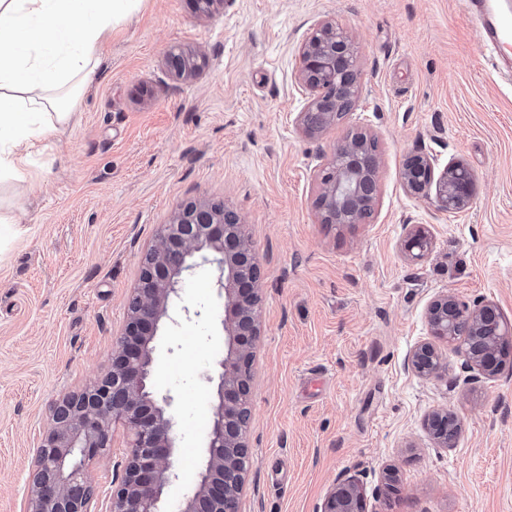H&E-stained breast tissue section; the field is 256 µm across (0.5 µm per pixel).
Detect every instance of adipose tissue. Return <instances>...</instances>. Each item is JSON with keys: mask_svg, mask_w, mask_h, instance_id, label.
Here are the masks:
<instances>
[{"mask_svg": "<svg viewBox=\"0 0 512 512\" xmlns=\"http://www.w3.org/2000/svg\"><path fill=\"white\" fill-rule=\"evenodd\" d=\"M141 2L0 0V173L19 175L23 149L69 121L104 35Z\"/></svg>", "mask_w": 512, "mask_h": 512, "instance_id": "obj_1", "label": "adipose tissue"}]
</instances>
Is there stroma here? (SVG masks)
<instances>
[{
  "mask_svg": "<svg viewBox=\"0 0 512 512\" xmlns=\"http://www.w3.org/2000/svg\"><path fill=\"white\" fill-rule=\"evenodd\" d=\"M321 21L357 47L351 116L316 134L296 124L307 95L299 47ZM203 51L192 79L171 47ZM68 124L31 149L23 179L0 177V512H26L50 408L111 366L127 298L163 224L190 202L241 217L264 273L252 365V455L242 512H321L357 480L365 512H512V355L491 378L432 338L443 292L494 304L512 323V83L492 68L462 0H143L107 33ZM381 158L365 224L320 223L316 176L352 132ZM423 153L476 175L456 212L409 193L401 172ZM424 226L417 260L403 243ZM215 269L186 290L197 316L162 327L153 378L175 398L179 499L198 480L211 426L206 377L224 352ZM433 342L443 372L408 365ZM453 413L439 445L432 413ZM430 235L421 225H413L407 231L404 239V249L415 259H421L430 248ZM417 250V253H414Z\"/></svg>",
  "mask_w": 512,
  "mask_h": 512,
  "instance_id": "35a3bbf8",
  "label": "stroma"
}]
</instances>
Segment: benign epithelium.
Returning a JSON list of instances; mask_svg holds the SVG:
<instances>
[{
  "instance_id": "7a95c632",
  "label": "benign epithelium",
  "mask_w": 512,
  "mask_h": 512,
  "mask_svg": "<svg viewBox=\"0 0 512 512\" xmlns=\"http://www.w3.org/2000/svg\"><path fill=\"white\" fill-rule=\"evenodd\" d=\"M168 66L175 77L191 78L207 64L206 54L169 50ZM299 85L309 91L296 124L310 134L345 120L360 91L353 38L330 21L317 24L299 48ZM360 136H347L336 146L321 171L317 207L323 224H360L372 214L379 190L377 157H366ZM406 190L434 196L439 209L469 207L475 175L464 164L450 161L435 173L433 159L421 154L407 158L402 171ZM430 248V235L421 225L409 228L404 249L421 259ZM137 288L126 304V319L112 349L111 369L80 392L57 400L37 448L28 481L27 512H91L99 486L89 461L111 448L112 423L122 422L132 440L123 460L122 477L108 493L106 512H167L162 496L177 479L172 459L177 430L172 414L174 396L158 395L150 385L155 366V338L160 323L178 322L192 314L174 301L181 298L189 276L203 265L215 266L218 298L223 301L224 357L218 361L214 384L213 420L206 439V459L199 481L183 501L180 512H240V499L250 457L244 407L252 380L242 374L252 364L259 327L254 304L259 301L263 272L245 236L240 216L227 207L190 203L163 225L147 253ZM432 335L448 342L463 337L459 350L468 368L483 375L495 372L490 348L479 336H511L495 305L469 306L453 294L435 296L426 310ZM411 369L433 376L444 369L429 342L412 352ZM364 490L354 479L336 484L322 512H359Z\"/></svg>"
}]
</instances>
